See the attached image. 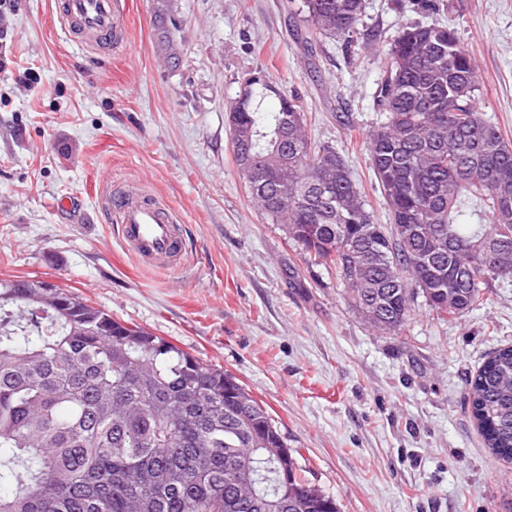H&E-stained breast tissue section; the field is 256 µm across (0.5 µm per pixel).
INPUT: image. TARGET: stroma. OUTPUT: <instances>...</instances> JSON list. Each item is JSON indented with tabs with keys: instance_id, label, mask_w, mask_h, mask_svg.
Returning <instances> with one entry per match:
<instances>
[{
	"instance_id": "stroma-1",
	"label": "stroma",
	"mask_w": 512,
	"mask_h": 512,
	"mask_svg": "<svg viewBox=\"0 0 512 512\" xmlns=\"http://www.w3.org/2000/svg\"><path fill=\"white\" fill-rule=\"evenodd\" d=\"M298 3L129 0L117 50L76 47L54 0H14L0 19V279L54 281L227 370L339 512H512V463L485 447L466 389L512 345V282L448 322L417 301L403 331L378 333L253 208L227 121L263 71L301 97L311 139L344 156L387 223L363 139L391 38L452 29L481 110L512 140V0H366L372 48L351 56ZM132 182L180 216L184 265L148 268L124 249L100 192Z\"/></svg>"
}]
</instances>
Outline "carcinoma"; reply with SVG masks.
<instances>
[{"instance_id": "1", "label": "carcinoma", "mask_w": 512, "mask_h": 512, "mask_svg": "<svg viewBox=\"0 0 512 512\" xmlns=\"http://www.w3.org/2000/svg\"><path fill=\"white\" fill-rule=\"evenodd\" d=\"M365 0H300L321 38L358 52ZM474 60L454 31L415 24L391 40L366 133L389 211L378 224L343 156L312 141L300 97L252 84L238 165L265 219L308 262L336 272L352 307L385 333L420 294L455 320L512 280V142L477 107ZM278 105L263 108L267 94ZM474 200L479 224H463ZM483 441L512 461V347L467 381ZM232 375L64 288L0 279V512H337Z\"/></svg>"}]
</instances>
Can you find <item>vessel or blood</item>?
<instances>
[{"instance_id": "obj_1", "label": "vessel or blood", "mask_w": 512, "mask_h": 512, "mask_svg": "<svg viewBox=\"0 0 512 512\" xmlns=\"http://www.w3.org/2000/svg\"><path fill=\"white\" fill-rule=\"evenodd\" d=\"M62 27L79 46H94L112 40L124 46L128 40L125 0H57ZM115 215L123 247L142 264L174 267L185 261L186 242L175 212L164 201L144 195L110 194L106 197Z\"/></svg>"}]
</instances>
